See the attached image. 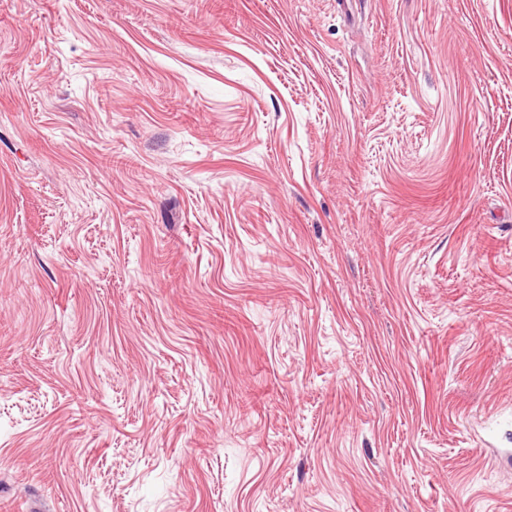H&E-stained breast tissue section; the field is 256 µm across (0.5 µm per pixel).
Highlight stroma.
Masks as SVG:
<instances>
[{
    "instance_id": "1",
    "label": "stroma",
    "mask_w": 512,
    "mask_h": 512,
    "mask_svg": "<svg viewBox=\"0 0 512 512\" xmlns=\"http://www.w3.org/2000/svg\"><path fill=\"white\" fill-rule=\"evenodd\" d=\"M512 512V0H0V512Z\"/></svg>"
}]
</instances>
